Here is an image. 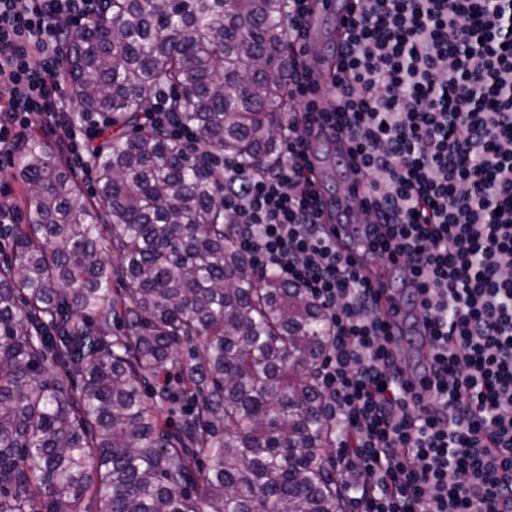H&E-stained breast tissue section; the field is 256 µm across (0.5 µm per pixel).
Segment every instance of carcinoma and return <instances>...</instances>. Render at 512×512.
<instances>
[{"label":"carcinoma","mask_w":512,"mask_h":512,"mask_svg":"<svg viewBox=\"0 0 512 512\" xmlns=\"http://www.w3.org/2000/svg\"><path fill=\"white\" fill-rule=\"evenodd\" d=\"M58 54L79 112L115 132L92 198L51 144L18 157L26 223L0 225V512H346L317 386L324 311L248 270L212 173L142 118L168 84L202 148L272 164L290 112L282 0H100ZM186 396L197 410L162 428Z\"/></svg>","instance_id":"carcinoma-1"}]
</instances>
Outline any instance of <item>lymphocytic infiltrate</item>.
I'll return each mask as SVG.
<instances>
[{
  "instance_id": "obj_1",
  "label": "lymphocytic infiltrate",
  "mask_w": 512,
  "mask_h": 512,
  "mask_svg": "<svg viewBox=\"0 0 512 512\" xmlns=\"http://www.w3.org/2000/svg\"><path fill=\"white\" fill-rule=\"evenodd\" d=\"M284 2L292 110L274 165L196 150L171 90L145 119L216 174L251 271L324 310L332 342L318 382L363 512H512V0H357L339 47L329 118L361 178L355 227L396 263L407 320L395 335L369 276L321 222L311 0ZM90 9L0 0V156L52 124L86 166L101 122L70 114L55 21L82 24ZM410 333L428 355L402 371L394 348Z\"/></svg>"
}]
</instances>
